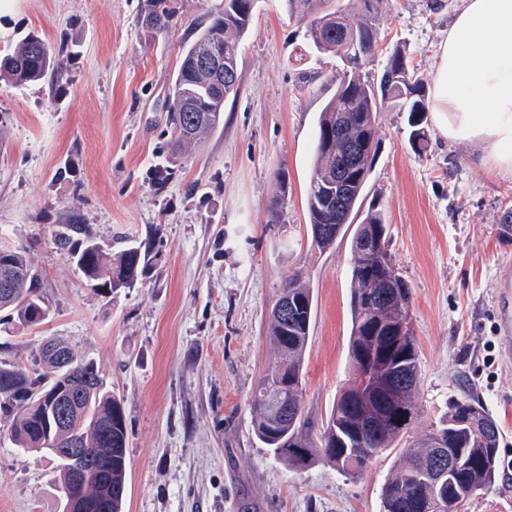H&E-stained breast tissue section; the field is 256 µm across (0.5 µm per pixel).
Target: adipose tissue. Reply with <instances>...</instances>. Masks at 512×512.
I'll use <instances>...</instances> for the list:
<instances>
[{"mask_svg":"<svg viewBox=\"0 0 512 512\" xmlns=\"http://www.w3.org/2000/svg\"><path fill=\"white\" fill-rule=\"evenodd\" d=\"M440 135L483 144L479 165L512 175V0H461L434 61Z\"/></svg>","mask_w":512,"mask_h":512,"instance_id":"1","label":"adipose tissue"}]
</instances>
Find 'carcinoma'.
<instances>
[{"instance_id": "1", "label": "carcinoma", "mask_w": 512, "mask_h": 512, "mask_svg": "<svg viewBox=\"0 0 512 512\" xmlns=\"http://www.w3.org/2000/svg\"><path fill=\"white\" fill-rule=\"evenodd\" d=\"M178 0H142L141 26L149 36L177 23ZM250 0H224L210 23L184 49L171 93L175 115L168 117L169 153L187 154L201 139L221 125L224 102L238 88L216 86L196 63L199 50L224 47V66L239 68L240 43L254 11ZM341 0H286L288 10L304 23L309 44L321 54H333L344 65L343 76L317 117L314 160L307 193L312 244L320 251L336 240L350 237L351 330L348 365L352 380L341 391L316 439L308 432L302 401V371L314 312L311 288L300 275L284 286L288 292V316L272 315L269 338L284 362L264 374L250 397L253 431L273 454L295 469L319 461L342 474L356 477L387 448L407 433L417 415L413 396L418 382L415 336H398L394 328L401 315L409 314L410 288L396 270L370 273V259L360 252L362 243L388 249L384 212L362 209V197L373 170L378 146L377 114L385 110L408 113V142L413 151L427 153L428 103L424 86L410 68L406 47L388 55L382 72L372 78L363 66L379 47L384 22V0H358L353 16ZM43 50L32 48L34 42ZM56 68V54L34 33L21 39L13 52L0 59V74L16 86L37 82ZM96 236L83 224H67L56 234L57 248L78 255L77 267L94 289L112 290L119 282L133 284L148 264L147 254L129 246L115 254L93 248ZM38 268L25 247H0V274L8 273L9 288L0 287V312L13 322L31 327L45 318L33 313L43 296L42 283L33 278ZM46 349L30 352L38 368L30 376L17 360L0 362V428L10 443L23 451H43L58 466L60 492L76 487L74 469L60 454L74 440L89 449L98 462L95 476L80 493L88 512H124L127 485L128 432L121 401L104 382L96 363L76 356L60 338L45 340ZM385 368L383 377H401L392 388L360 389L356 372L367 355ZM62 387L68 396V425L59 428L38 403ZM277 394L282 417L270 414L267 402ZM500 432L487 408L470 396L453 398L448 411L424 436L404 448V463L382 487L383 512H461L479 495L492 492L503 462L499 456ZM456 463L442 487L431 476L438 454Z\"/></svg>"}]
</instances>
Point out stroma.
Masks as SVG:
<instances>
[{"instance_id":"stroma-1","label":"stroma","mask_w":512,"mask_h":512,"mask_svg":"<svg viewBox=\"0 0 512 512\" xmlns=\"http://www.w3.org/2000/svg\"><path fill=\"white\" fill-rule=\"evenodd\" d=\"M179 3L177 27L149 38L141 0H0V56L31 32L66 48L57 73L24 87L0 80V244L29 249L50 302L44 323L0 324V337L29 349L62 338L97 363L126 416L124 512H382L401 448L355 479L322 462L296 470L257 440L249 406L278 359L271 308L297 271L315 307L303 371L312 436L349 383L350 243L314 248L306 209L316 120L343 64L311 48L284 0H259L222 125L170 160V80L184 41L221 0ZM459 6L387 0L367 72L403 44L432 89L434 54ZM405 128V113H379L366 200L385 213L411 288L420 371L408 436L429 431L450 399L480 400L505 463L496 489L466 512H512V365L495 297L512 274V238L496 223L512 206V179L475 166L481 144L448 142L433 125L416 156ZM66 224L88 225L116 252L146 249L137 284L94 291L54 245ZM56 473L48 454L0 442V512H62Z\"/></svg>"}]
</instances>
